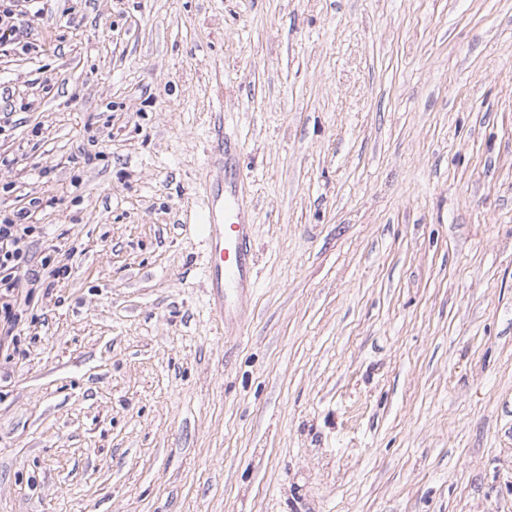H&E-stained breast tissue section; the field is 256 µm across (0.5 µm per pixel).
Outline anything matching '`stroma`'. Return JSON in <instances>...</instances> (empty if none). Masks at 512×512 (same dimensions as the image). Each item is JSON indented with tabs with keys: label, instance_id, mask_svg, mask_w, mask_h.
<instances>
[{
	"label": "stroma",
	"instance_id": "stroma-1",
	"mask_svg": "<svg viewBox=\"0 0 512 512\" xmlns=\"http://www.w3.org/2000/svg\"><path fill=\"white\" fill-rule=\"evenodd\" d=\"M0 512H512V0H20ZM256 288L210 313V115ZM4 215L0 219V298L18 288L19 269L27 267L31 261L29 238L35 227L23 224L24 214Z\"/></svg>",
	"mask_w": 512,
	"mask_h": 512
}]
</instances>
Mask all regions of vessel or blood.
Returning <instances> with one entry per match:
<instances>
[{
    "label": "vessel or blood",
    "instance_id": "1",
    "mask_svg": "<svg viewBox=\"0 0 512 512\" xmlns=\"http://www.w3.org/2000/svg\"><path fill=\"white\" fill-rule=\"evenodd\" d=\"M212 164L216 173L193 222L207 250L204 276L211 311L224 323L235 316L238 296L255 287L257 270L248 207L241 192L243 177L224 155H217Z\"/></svg>",
    "mask_w": 512,
    "mask_h": 512
}]
</instances>
